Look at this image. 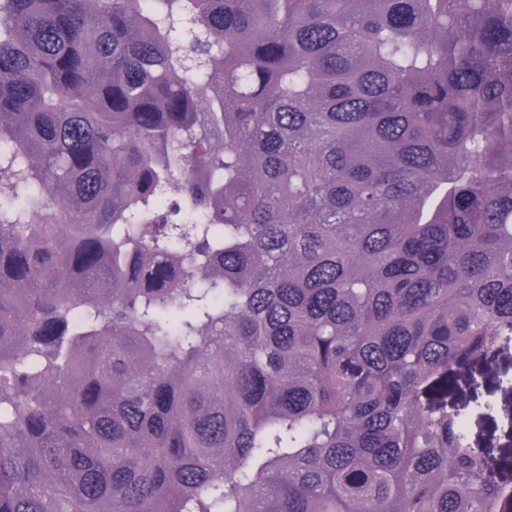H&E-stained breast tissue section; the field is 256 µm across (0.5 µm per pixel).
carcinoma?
<instances>
[{
	"label": "carcinoma",
	"instance_id": "cac0c4a2",
	"mask_svg": "<svg viewBox=\"0 0 512 512\" xmlns=\"http://www.w3.org/2000/svg\"><path fill=\"white\" fill-rule=\"evenodd\" d=\"M512 0H0V512H512ZM497 377L493 383L488 382L477 389L476 393L468 391L467 395L472 398L478 397L481 403V412L484 417L479 424L474 425V432L478 434L479 444L487 449H493L494 454L509 456L512 448V423L506 417L503 406L512 395V360L502 362L497 369ZM508 404V403H507ZM471 406L464 410L468 412Z\"/></svg>",
	"mask_w": 512,
	"mask_h": 512
}]
</instances>
